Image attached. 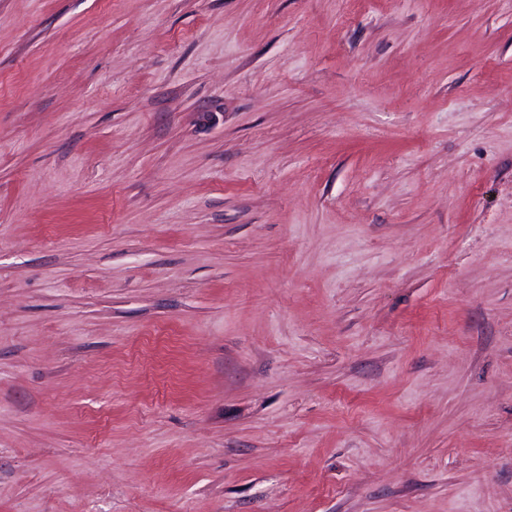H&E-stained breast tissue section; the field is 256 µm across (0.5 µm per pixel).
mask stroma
<instances>
[{
    "instance_id": "stroma-1",
    "label": "stroma",
    "mask_w": 512,
    "mask_h": 512,
    "mask_svg": "<svg viewBox=\"0 0 512 512\" xmlns=\"http://www.w3.org/2000/svg\"><path fill=\"white\" fill-rule=\"evenodd\" d=\"M0 512H512V0H0Z\"/></svg>"
}]
</instances>
